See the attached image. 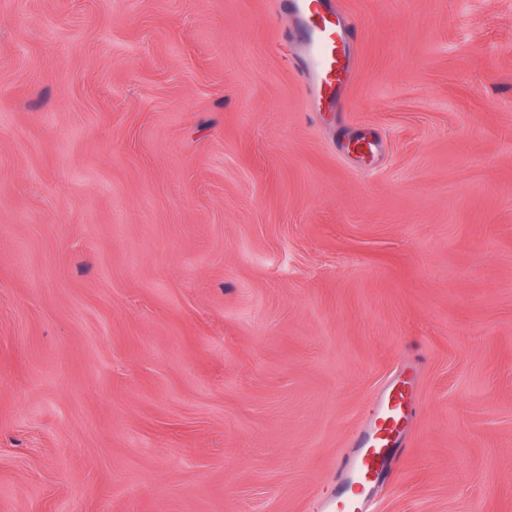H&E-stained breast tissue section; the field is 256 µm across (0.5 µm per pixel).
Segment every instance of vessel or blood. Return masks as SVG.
Instances as JSON below:
<instances>
[{
    "label": "vessel or blood",
    "mask_w": 512,
    "mask_h": 512,
    "mask_svg": "<svg viewBox=\"0 0 512 512\" xmlns=\"http://www.w3.org/2000/svg\"><path fill=\"white\" fill-rule=\"evenodd\" d=\"M281 4L301 22L300 55L313 78V90L325 108H333L349 76L347 45L356 30L343 24L332 0H281ZM413 387V375L403 374L398 387L380 401L374 427L358 442V454L339 465L345 483L329 502L331 512H365L366 487L388 471L392 450L403 440L400 423L412 407Z\"/></svg>",
    "instance_id": "1"
}]
</instances>
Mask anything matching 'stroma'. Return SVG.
Instances as JSON below:
<instances>
[{
	"instance_id": "stroma-1",
	"label": "stroma",
	"mask_w": 512,
	"mask_h": 512,
	"mask_svg": "<svg viewBox=\"0 0 512 512\" xmlns=\"http://www.w3.org/2000/svg\"><path fill=\"white\" fill-rule=\"evenodd\" d=\"M0 0V512H512V0ZM281 4L301 21L300 55L318 101L333 108L349 76L347 44L357 30L343 24L332 0H281ZM414 376L406 372L392 391L383 398L377 407V419L373 428L366 430L357 447L358 454L339 465L341 475L346 481L330 499L333 512H363L366 510L365 489L377 477L386 473L390 467L392 450L403 440L400 423L407 411H412V393ZM364 495V496H363Z\"/></svg>"
}]
</instances>
